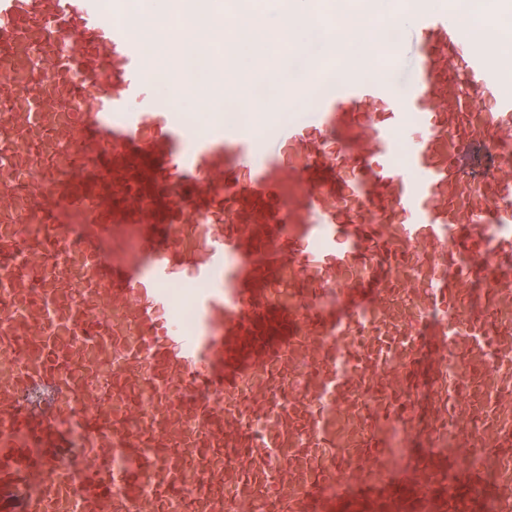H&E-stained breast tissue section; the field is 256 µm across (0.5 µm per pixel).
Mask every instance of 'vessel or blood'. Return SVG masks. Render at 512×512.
Returning <instances> with one entry per match:
<instances>
[{
  "label": "vessel or blood",
  "instance_id": "b4317fda",
  "mask_svg": "<svg viewBox=\"0 0 512 512\" xmlns=\"http://www.w3.org/2000/svg\"><path fill=\"white\" fill-rule=\"evenodd\" d=\"M129 0H0V512H512V97L445 9L265 129ZM410 76L403 86L392 77ZM39 277L38 291L28 287ZM96 361L73 372V352ZM111 368L97 373V364ZM80 423L89 448L64 431ZM163 21L164 16H156L153 22L146 24L139 30V37L146 49L155 76L166 71L165 63L169 46L167 42L158 41L154 31L155 26L162 24Z\"/></svg>",
  "mask_w": 512,
  "mask_h": 512
}]
</instances>
